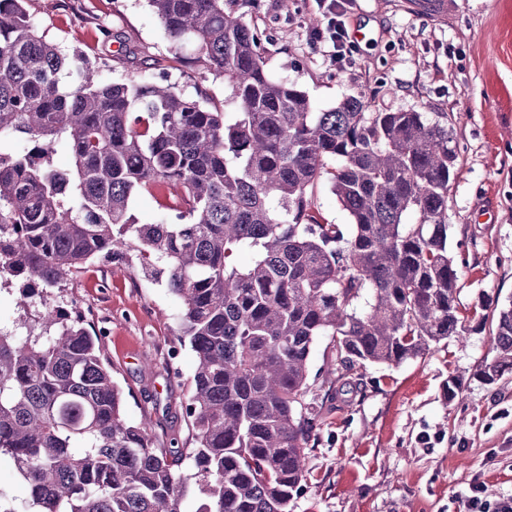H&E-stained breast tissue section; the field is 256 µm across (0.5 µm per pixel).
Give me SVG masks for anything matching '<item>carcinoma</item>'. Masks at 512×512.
Instances as JSON below:
<instances>
[{"label":"carcinoma","instance_id":"1","mask_svg":"<svg viewBox=\"0 0 512 512\" xmlns=\"http://www.w3.org/2000/svg\"><path fill=\"white\" fill-rule=\"evenodd\" d=\"M25 2L0 0V288L21 295L0 325V457L29 490L24 512H187L192 486L194 512H290L316 427L304 397L318 337L350 372L464 331L453 127L356 96L317 109L270 76L234 0H148L193 64L224 79L233 112L173 83L102 80L39 33ZM59 140L68 168L53 164ZM324 179L349 225L316 219ZM157 185L182 222L129 213ZM131 256L182 301L192 448L126 419L100 332L51 302L94 261ZM492 318L487 385L512 373V306Z\"/></svg>","mask_w":512,"mask_h":512}]
</instances>
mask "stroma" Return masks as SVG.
<instances>
[{"label": "stroma", "mask_w": 512, "mask_h": 512, "mask_svg": "<svg viewBox=\"0 0 512 512\" xmlns=\"http://www.w3.org/2000/svg\"><path fill=\"white\" fill-rule=\"evenodd\" d=\"M27 8L47 40L98 61L104 79H155L153 61L166 59L168 82L224 105L223 79L176 62L147 0H28ZM238 12L265 34L269 73L297 84L317 108L352 95L380 110L441 112L460 150L448 236L462 262L465 334L396 367L358 369L342 394L331 339L318 337L305 397L318 426L292 512H468L473 495L480 512H496L512 498V374L488 385L477 372L492 355L482 302L512 304V0H455L442 17L413 12L407 0H346L343 19L364 37L340 65L331 41L310 40L327 24L315 0H257ZM102 24L111 38L99 34ZM123 43L138 48L137 58L120 52ZM59 302L103 328L128 420L152 419L159 440L193 447L184 406L195 354L176 338L180 299L128 260L90 265ZM452 378L462 390L451 400Z\"/></svg>", "instance_id": "35a3bbf8"}]
</instances>
